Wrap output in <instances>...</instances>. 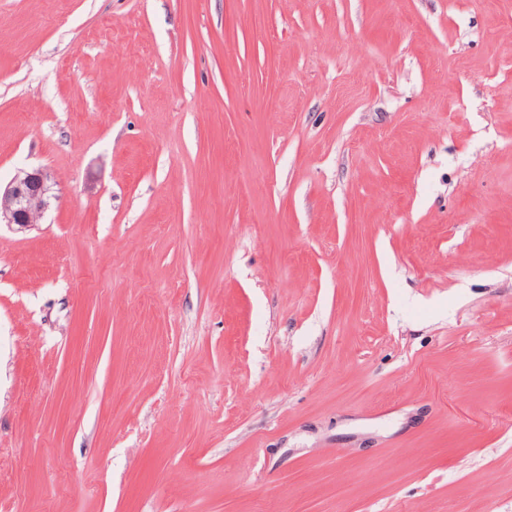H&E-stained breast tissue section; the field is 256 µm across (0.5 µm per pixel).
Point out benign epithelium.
<instances>
[{"label": "benign epithelium", "mask_w": 512, "mask_h": 512, "mask_svg": "<svg viewBox=\"0 0 512 512\" xmlns=\"http://www.w3.org/2000/svg\"><path fill=\"white\" fill-rule=\"evenodd\" d=\"M51 176L41 168L23 169L0 188V224L21 228L41 223L51 198Z\"/></svg>", "instance_id": "benign-epithelium-1"}]
</instances>
